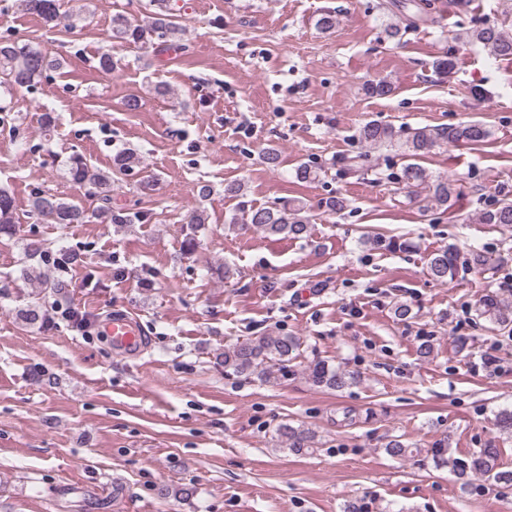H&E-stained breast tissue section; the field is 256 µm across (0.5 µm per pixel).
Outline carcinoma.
<instances>
[{
	"instance_id": "1",
	"label": "carcinoma",
	"mask_w": 512,
	"mask_h": 512,
	"mask_svg": "<svg viewBox=\"0 0 512 512\" xmlns=\"http://www.w3.org/2000/svg\"><path fill=\"white\" fill-rule=\"evenodd\" d=\"M12 7L34 14L46 23H53L60 16L61 0H13ZM184 25L175 13L161 9L151 13L149 20L142 24L132 23L125 15L112 16V38L142 47L151 45L159 50L172 45L182 34ZM464 39L476 42L495 57L512 58V34L496 26H487L465 32ZM60 67L59 59L48 56L38 46L16 45L8 40L0 41V85L32 89L44 72ZM362 90L369 97L383 98L393 92L390 82L370 80ZM490 130L476 121L462 122L448 126H423L408 129L400 134L393 127L376 121L366 122L358 130V139L375 148L397 146L408 158L400 174V180L418 193L427 191L423 198L425 209L446 211L453 205L457 195L454 184L448 178H431L418 160L432 149L455 144L474 145L486 141ZM140 164L137 154L128 149H119L112 157V171L123 174ZM321 167L302 162L295 169V177L301 182L319 179ZM65 176L74 184L84 188L88 195L97 198L99 206L94 215L108 224H132L147 219L145 215L130 214L120 207L112 206V175L92 165L85 155L73 152L64 164ZM32 211L54 224H84L88 219L86 210L62 197L46 192L36 193L31 200ZM15 201L11 193L0 188V234L11 235L15 231ZM207 215L199 210L191 217V233L187 235L186 246L193 249L197 244L196 233L206 223ZM481 220L485 224L512 226V201L502 200L484 211ZM310 216L300 202L288 200L269 206L242 207L230 218L228 228L251 226L268 235L300 239L307 235ZM457 273V255L448 247L432 253L428 259V274L438 283H447ZM482 314L496 326L512 336V296L492 295L483 304ZM22 317L30 325L44 326L49 317L38 304H31L22 310ZM301 341L297 336L283 332H266L224 347L221 354L224 375L246 377L269 382L288 376L292 363L301 356ZM309 379L318 387L342 390L353 384L357 375L329 365L324 360H315L309 366ZM286 447L300 451L315 444V434L309 428L285 423L277 430ZM435 466L446 467L461 481V486H470V475L479 474L495 484H512V470L501 469L498 453L485 448L465 457L445 456V450L438 448L433 453Z\"/></svg>"
}]
</instances>
